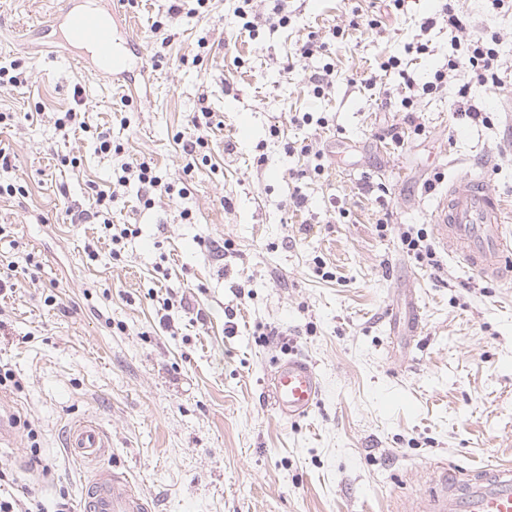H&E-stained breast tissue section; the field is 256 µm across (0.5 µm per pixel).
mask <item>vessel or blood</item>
<instances>
[{"mask_svg": "<svg viewBox=\"0 0 512 512\" xmlns=\"http://www.w3.org/2000/svg\"><path fill=\"white\" fill-rule=\"evenodd\" d=\"M48 23L58 31V43L75 57L79 68L118 83L128 75L136 43L114 7L97 9L84 0H63ZM90 44L94 53H82ZM501 200L482 175L467 172L449 180L441 191L432 224L437 243L483 279L512 280V235L503 224ZM268 393L275 411L293 420L309 414L322 395L320 376L307 358L286 356L276 362ZM64 446L71 455L93 464L84 486L82 512H153L150 500L135 488L129 475L101 466L112 439L96 421L85 418L68 428ZM427 512H512V467L488 468L484 479L452 481L434 497Z\"/></svg>", "mask_w": 512, "mask_h": 512, "instance_id": "obj_1", "label": "vessel or blood"}]
</instances>
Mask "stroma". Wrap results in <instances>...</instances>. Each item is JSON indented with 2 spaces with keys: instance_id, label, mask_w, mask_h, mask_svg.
<instances>
[{
  "instance_id": "obj_1",
  "label": "stroma",
  "mask_w": 512,
  "mask_h": 512,
  "mask_svg": "<svg viewBox=\"0 0 512 512\" xmlns=\"http://www.w3.org/2000/svg\"><path fill=\"white\" fill-rule=\"evenodd\" d=\"M61 2L0 0V65L27 73L0 88V112L39 115L0 126L7 176L29 191L0 198V225L18 242L0 243L14 263L0 264V275L13 272L16 283L0 298V364L24 385L0 392L10 426L0 464L16 477L12 493H65L77 512L91 470L63 435L87 417L111 436L104 464L126 469L154 512H406L438 493L442 469L472 481L512 465V282L486 281L446 254L440 279L399 247L406 226L431 228L437 192L426 182L437 172L487 173L512 230V93L457 73L420 100L421 135L404 113L381 107L399 103L402 87L397 71L380 68L388 57L420 83L448 61L442 22L427 35L432 57L405 51L433 0H408L401 11L383 0H290L288 26L251 34L235 27L237 0H214L208 18L169 19L165 48L150 28L169 0H122L155 87L147 101L48 52L41 26ZM455 7L498 34L512 70V12L486 0ZM335 26L345 34L324 56H297L309 32ZM203 36L213 44L203 63H180ZM328 62L336 83L314 97L306 78ZM464 85L489 101L491 125L455 118ZM76 103L123 143V157L55 129L51 113ZM203 105L213 114L212 163L187 175L177 141L195 137ZM298 112L329 126L293 123ZM302 141L328 160L321 176L298 182L291 174L308 159L285 147ZM142 160L187 194L146 209L129 187L112 220L139 233L116 261L103 226L70 214L85 208L88 183L107 186L122 162ZM297 185L309 198L301 210L288 205ZM90 242L92 262L83 258ZM320 261L334 280L317 275ZM161 296L174 302L169 330ZM269 326L286 331L287 346L259 342ZM288 351L307 357L323 386L311 413L292 421L266 398ZM17 415L39 428L50 474L34 465Z\"/></svg>"
}]
</instances>
